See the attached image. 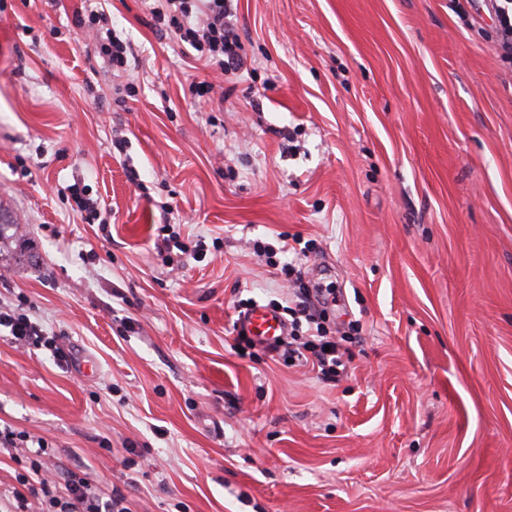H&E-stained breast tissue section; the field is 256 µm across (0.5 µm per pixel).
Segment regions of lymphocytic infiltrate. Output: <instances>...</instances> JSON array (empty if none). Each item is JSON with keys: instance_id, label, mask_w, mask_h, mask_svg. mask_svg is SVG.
Returning <instances> with one entry per match:
<instances>
[{"instance_id": "obj_1", "label": "lymphocytic infiltrate", "mask_w": 512, "mask_h": 512, "mask_svg": "<svg viewBox=\"0 0 512 512\" xmlns=\"http://www.w3.org/2000/svg\"><path fill=\"white\" fill-rule=\"evenodd\" d=\"M229 10L230 0H156L150 10L156 31L172 33L208 61L212 74L202 79L201 84L209 93L215 88L214 76L238 69L241 64L240 44L224 25ZM73 25L90 38L94 54L108 58L116 70L130 67L134 51L128 41L109 28L105 13L88 7L86 12L75 13ZM281 272L296 285V303L288 310L286 337L261 346L252 337L239 335L235 338V349L251 356L261 347L265 352L282 353L291 358L308 352L323 377L335 378L338 368L344 364L346 351L324 327L328 305L326 289L307 287L296 264H283ZM54 487L52 480L43 477L25 483L23 489L14 490L16 512H31L29 501L33 498L48 504L52 512H128L121 492L103 496L87 478L77 474H70L66 481V497H57Z\"/></svg>"}]
</instances>
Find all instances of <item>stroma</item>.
<instances>
[{
    "label": "stroma",
    "mask_w": 512,
    "mask_h": 512,
    "mask_svg": "<svg viewBox=\"0 0 512 512\" xmlns=\"http://www.w3.org/2000/svg\"><path fill=\"white\" fill-rule=\"evenodd\" d=\"M84 6L0 0V304L62 350L0 336V428L130 512H512V63L487 0H234L244 65L204 97L144 0L104 2L121 74L66 33ZM165 220L205 257L174 267ZM286 236L336 290L337 379L233 349L239 301L287 298L253 249Z\"/></svg>",
    "instance_id": "35a3bbf8"
}]
</instances>
